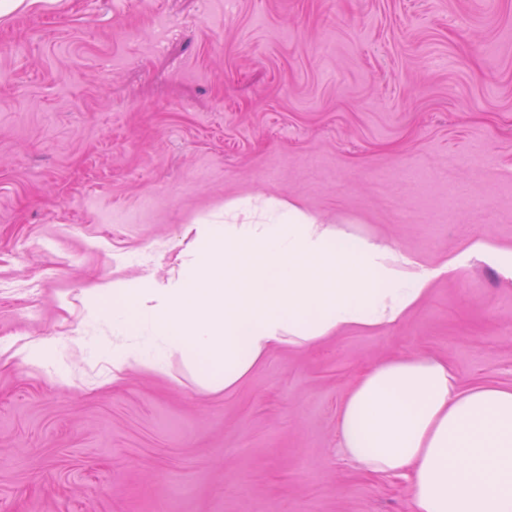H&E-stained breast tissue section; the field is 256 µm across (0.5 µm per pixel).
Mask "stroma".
Here are the masks:
<instances>
[{"instance_id":"1","label":"stroma","mask_w":512,"mask_h":512,"mask_svg":"<svg viewBox=\"0 0 512 512\" xmlns=\"http://www.w3.org/2000/svg\"><path fill=\"white\" fill-rule=\"evenodd\" d=\"M245 197L418 258L397 326L271 352L234 390L180 360L91 383L0 360V512H408L336 452L352 377L426 352L512 383V0H57L0 22V345L89 288L166 275ZM453 272H438L443 258Z\"/></svg>"}]
</instances>
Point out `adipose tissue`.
<instances>
[{
  "label": "adipose tissue",
  "mask_w": 512,
  "mask_h": 512,
  "mask_svg": "<svg viewBox=\"0 0 512 512\" xmlns=\"http://www.w3.org/2000/svg\"><path fill=\"white\" fill-rule=\"evenodd\" d=\"M185 225L169 277L90 289L72 338L111 381L180 357L210 392L227 391L276 349L313 348L350 330H386L429 294L434 271L385 244L253 198ZM337 450L373 477L408 481L409 512H512V385L463 386L448 361L396 356L359 371L336 416Z\"/></svg>",
  "instance_id": "1"
}]
</instances>
